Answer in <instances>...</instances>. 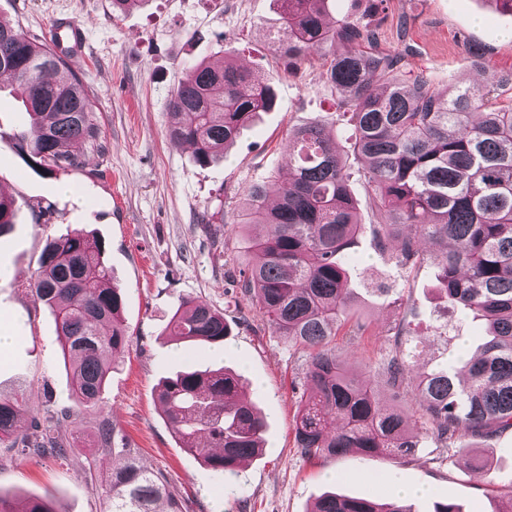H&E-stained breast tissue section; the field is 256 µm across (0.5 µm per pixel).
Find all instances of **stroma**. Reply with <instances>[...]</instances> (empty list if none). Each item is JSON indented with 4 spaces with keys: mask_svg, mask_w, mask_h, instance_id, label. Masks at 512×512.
Wrapping results in <instances>:
<instances>
[{
    "mask_svg": "<svg viewBox=\"0 0 512 512\" xmlns=\"http://www.w3.org/2000/svg\"><path fill=\"white\" fill-rule=\"evenodd\" d=\"M67 17L84 31L87 48L70 64L88 89L102 131L101 149L79 147L82 164L48 176L18 151L14 131L30 119L11 88L0 89V193L15 199L17 222L0 236V397L22 398L21 428L69 405L73 372L66 367L50 310L34 301L28 284L47 239L80 229L104 241L112 283L123 300L132 337L95 409H74L58 432L73 448L61 461L24 456L0 444V493L28 498L51 493L60 512H108L103 484L111 454L95 445L101 417L122 432L147 467L180 492L185 512H308L334 491L380 502L406 498L413 512L448 501L463 512H497L512 495V432L468 448L438 447L418 438L412 456L307 458L294 446L293 417L304 391L305 353L272 333L237 286L257 261L251 238L264 226H240L243 189L287 177L289 129L333 126L336 91L319 62L284 71L270 44L279 26L278 0H143L113 12L112 0H0V19L35 37ZM376 50L399 54L404 75L425 76L442 90L473 83L499 86L498 102L512 103V13L492 0H385L375 27ZM480 47L484 69L472 65ZM232 61L258 76L275 74L276 106L260 113L224 158L202 166L189 144L170 140L167 103L187 59ZM400 243L379 248L371 234L349 254L348 287L354 312L369 333L340 335L347 368L388 407L414 415L411 394L395 397L379 365L399 323L422 338L420 363L439 353L434 327L442 313L437 269L425 262L412 274L393 257ZM390 289L387 297L373 296ZM186 299L223 312L232 326L224 357L211 347L170 341L164 330ZM245 378L247 395L268 422L262 454L232 476L217 477L180 448L157 399L159 381L176 371L216 363Z\"/></svg>",
    "mask_w": 512,
    "mask_h": 512,
    "instance_id": "1",
    "label": "stroma"
}]
</instances>
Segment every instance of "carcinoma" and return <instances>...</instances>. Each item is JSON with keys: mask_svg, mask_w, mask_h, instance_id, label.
I'll return each mask as SVG.
<instances>
[{"mask_svg": "<svg viewBox=\"0 0 512 512\" xmlns=\"http://www.w3.org/2000/svg\"><path fill=\"white\" fill-rule=\"evenodd\" d=\"M282 25L271 37L285 69L295 72L318 57L327 82L340 94L336 124L348 131L359 166L353 170L336 151V134L318 125L288 131L294 164L285 179L274 177L243 191V224L269 227L250 240L258 261L242 272L241 294L272 332L307 357L305 392L294 417V441L308 458L366 455L408 456L417 447L409 417L380 403L375 392L350 374L336 349L340 328L362 336L366 324L353 318L355 294L346 287L345 259L358 237L370 231L377 245L401 240L395 266L423 264L422 245L440 242L431 255L440 292L456 324L435 326L448 359L411 378L420 336L396 329L384 361L393 387L411 388L420 428L444 448H463L474 437L512 431V105L496 103L495 89L472 86L450 95L423 77L401 81L400 58L382 52L329 54L338 40L369 42L370 22L341 19L329 26L325 0H278ZM184 76L167 104V135L194 148L204 165L226 152L260 112L276 106L275 76L258 78L230 62L214 66L187 60ZM19 91L30 131L13 133L31 164L47 175L77 168L71 148L100 146L94 104L67 57L49 40L30 37L0 20V77ZM382 91L371 90L373 81ZM368 189L377 223L359 222L349 190L352 177ZM16 201L0 195V236L17 217ZM102 243L82 230L44 246L28 288L54 316L63 358L74 363L70 397L75 406L96 407L113 362L129 345L123 301L110 286ZM484 320L489 338L470 356L456 339L463 324ZM454 335H448V330ZM166 335L181 342L217 344L229 336L224 313L187 299ZM242 376L228 367L183 370L164 378L157 398L165 420L187 452L217 476L258 456L267 423L242 396ZM19 399L0 398V442L35 455L63 457L66 443L51 425L18 428ZM97 445L116 464L106 493L109 512H183L181 498L163 477L142 464L137 451L118 445L107 418ZM0 512H60L51 495L17 502L0 494ZM309 512H412L397 503L336 493L320 496Z\"/></svg>", "mask_w": 512, "mask_h": 512, "instance_id": "1", "label": "carcinoma"}]
</instances>
